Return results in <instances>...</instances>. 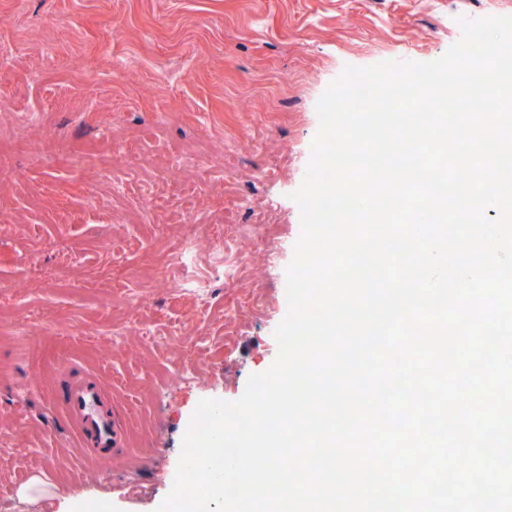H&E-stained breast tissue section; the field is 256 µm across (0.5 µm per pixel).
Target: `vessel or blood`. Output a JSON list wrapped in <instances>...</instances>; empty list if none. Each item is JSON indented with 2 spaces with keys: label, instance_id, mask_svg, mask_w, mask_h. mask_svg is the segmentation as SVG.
Returning a JSON list of instances; mask_svg holds the SVG:
<instances>
[{
  "label": "vessel or blood",
  "instance_id": "1",
  "mask_svg": "<svg viewBox=\"0 0 512 512\" xmlns=\"http://www.w3.org/2000/svg\"><path fill=\"white\" fill-rule=\"evenodd\" d=\"M101 387L84 381L66 385L62 405L74 423V434L80 449H108L117 446L119 421L115 415L102 412Z\"/></svg>",
  "mask_w": 512,
  "mask_h": 512
}]
</instances>
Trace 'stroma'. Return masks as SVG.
I'll return each instance as SVG.
<instances>
[{
	"instance_id": "1",
	"label": "stroma",
	"mask_w": 512,
	"mask_h": 512,
	"mask_svg": "<svg viewBox=\"0 0 512 512\" xmlns=\"http://www.w3.org/2000/svg\"><path fill=\"white\" fill-rule=\"evenodd\" d=\"M490 16L512 0H0V512H157L198 403L239 399L277 356L319 98L345 67L436 60ZM196 150L206 165L176 166ZM228 224L250 263L201 313L166 261ZM127 286L155 342L114 341ZM85 376L127 449H76L59 391ZM35 476L59 494L21 499Z\"/></svg>"
}]
</instances>
